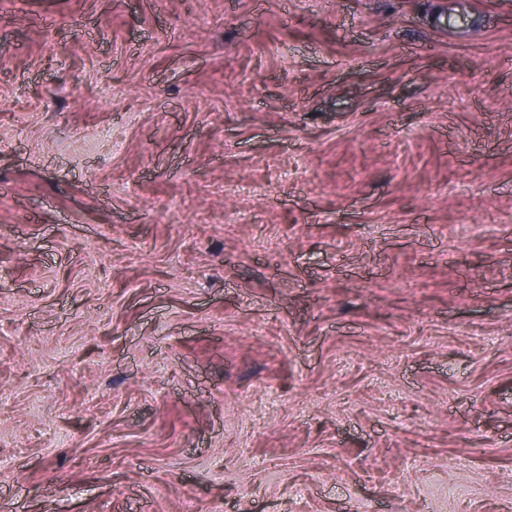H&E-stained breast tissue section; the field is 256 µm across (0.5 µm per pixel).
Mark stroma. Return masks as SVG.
I'll use <instances>...</instances> for the list:
<instances>
[{
    "label": "stroma",
    "instance_id": "1",
    "mask_svg": "<svg viewBox=\"0 0 512 512\" xmlns=\"http://www.w3.org/2000/svg\"><path fill=\"white\" fill-rule=\"evenodd\" d=\"M0 512H512V0H0Z\"/></svg>",
    "mask_w": 512,
    "mask_h": 512
}]
</instances>
